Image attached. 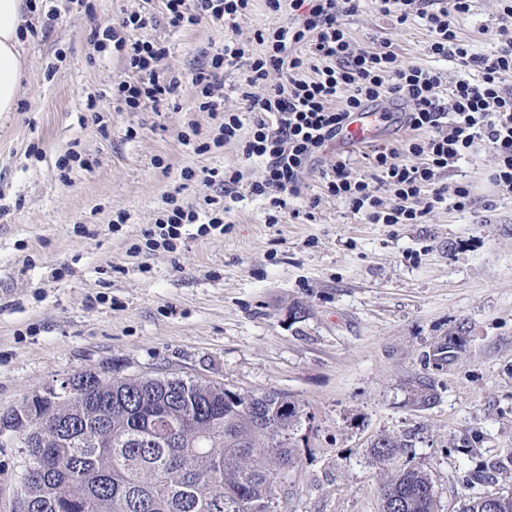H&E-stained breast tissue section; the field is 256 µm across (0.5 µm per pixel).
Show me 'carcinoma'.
I'll return each mask as SVG.
<instances>
[{
	"label": "carcinoma",
	"mask_w": 512,
	"mask_h": 512,
	"mask_svg": "<svg viewBox=\"0 0 512 512\" xmlns=\"http://www.w3.org/2000/svg\"><path fill=\"white\" fill-rule=\"evenodd\" d=\"M49 412L67 424L29 415ZM302 409L275 390L240 393L178 372L80 373L53 405L0 416L30 468L16 501L25 512H273L278 472L291 462ZM405 444L373 445L391 461ZM391 512H434L427 473L398 470L383 486ZM461 512H512V493L474 492Z\"/></svg>",
	"instance_id": "cac0c4a2"
}]
</instances>
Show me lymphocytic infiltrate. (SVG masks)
<instances>
[{
    "mask_svg": "<svg viewBox=\"0 0 512 512\" xmlns=\"http://www.w3.org/2000/svg\"><path fill=\"white\" fill-rule=\"evenodd\" d=\"M470 2L379 0L382 14L398 22L418 15L429 33L428 54L467 70V78L449 87L439 71L399 65L394 50L354 47L341 19L357 14L360 0H266L270 12L285 10L290 17L257 31L263 52L237 43L214 46L185 78L163 67L167 47L138 38V30L161 22L181 28L202 19L232 24L250 12L251 0H162L161 14L128 13L116 25L92 29L90 36L97 46L112 44L135 75L112 88L127 111L147 102L160 106L175 95L182 80H190L199 111L219 121L212 141L197 143L200 152L238 137L241 113L224 109V72L241 71L235 91L242 112L252 117L244 153L264 165L262 179L247 184L248 193L268 199L271 224L279 223L288 200L301 198L305 208H316L315 199L303 196V173L335 140L352 112L387 97L402 101L410 109L408 137L376 146L369 172H358L345 159L321 177L328 193L344 200L366 223L422 224L434 205L447 198L464 207L468 190L442 184L440 174L476 146L495 157L491 181L512 190V85L506 82L512 75V41L491 55L471 53L455 30L456 18L469 13ZM274 72L279 82H271ZM206 180L219 188V196L209 198L203 208L169 198L143 230L141 242L132 245L133 255L159 248L175 251L189 224L196 225L201 237L230 232L224 215L240 197L242 175L234 168H213ZM379 187L386 188L388 199L376 195Z\"/></svg>",
    "mask_w": 512,
    "mask_h": 512,
    "instance_id": "f902f5d3",
    "label": "lymphocytic infiltrate"
}]
</instances>
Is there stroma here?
I'll return each instance as SVG.
<instances>
[{
  "mask_svg": "<svg viewBox=\"0 0 512 512\" xmlns=\"http://www.w3.org/2000/svg\"><path fill=\"white\" fill-rule=\"evenodd\" d=\"M161 6L44 0L34 14L20 108L0 114V414L84 371L172 369L300 404L274 512H382V487L404 465L429 474L436 512H460L472 492H512V190L492 184L491 152L443 176L469 190L465 208L367 224L324 190L320 172L340 159L365 170L372 147L332 143L304 176L313 219L267 223V200L248 196L227 213L229 233L199 237L190 225L176 252L130 256L170 195H216L205 170L233 167L247 183L263 175L243 152L250 117L223 147L183 144L190 126L206 135L218 126L190 82L156 109L113 103V85L131 74L118 53L96 51L90 28ZM500 8L473 0L458 17L472 52L512 39L498 28ZM282 21L252 0L233 27L202 20L138 35L164 43V66L184 74L227 40L260 52L256 31ZM344 24L356 45L388 42L401 64L462 77L427 54L421 19L401 25L361 0ZM70 150L91 167L61 173ZM187 168L194 180L182 179ZM120 214L126 222L113 228ZM423 381L438 400L419 408ZM384 436L405 443L395 464L371 453Z\"/></svg>",
  "mask_w": 512,
  "mask_h": 512,
  "instance_id": "obj_1",
  "label": "stroma"
}]
</instances>
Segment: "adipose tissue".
<instances>
[{"instance_id": "adipose-tissue-1", "label": "adipose tissue", "mask_w": 512, "mask_h": 512, "mask_svg": "<svg viewBox=\"0 0 512 512\" xmlns=\"http://www.w3.org/2000/svg\"><path fill=\"white\" fill-rule=\"evenodd\" d=\"M31 7L30 0H0V113L18 109L25 70L21 33Z\"/></svg>"}]
</instances>
